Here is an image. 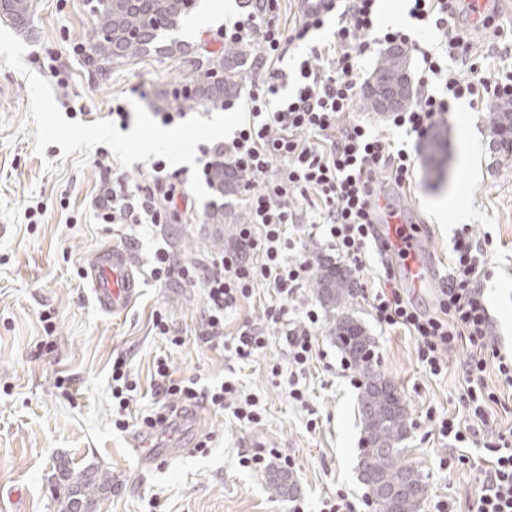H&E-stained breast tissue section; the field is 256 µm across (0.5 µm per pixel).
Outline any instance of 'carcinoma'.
Returning <instances> with one entry per match:
<instances>
[{"label": "carcinoma", "instance_id": "1", "mask_svg": "<svg viewBox=\"0 0 512 512\" xmlns=\"http://www.w3.org/2000/svg\"><path fill=\"white\" fill-rule=\"evenodd\" d=\"M195 0H96L92 10L93 28L89 33L87 62L100 71L126 64L152 53L162 58L178 57L189 73L192 87L188 100L206 108H222L224 101L240 91L241 67L248 61L250 44L241 39L224 44V52L206 58L200 65L189 46L177 41L160 45V38L173 30L193 7ZM6 19L24 32L33 12L31 0H4ZM409 53L401 47H388L367 80L363 95L365 107L375 112H397L411 103L408 79ZM224 70V82L213 80L211 71ZM403 90L400 99L386 106V88ZM498 143L512 151V112H499L494 123ZM249 181L238 172L228 177L224 165L216 164L212 187L230 191ZM314 288L332 312L331 337L362 377L358 412L361 421L359 475L367 487L373 512H419L428 491L420 470L401 460L402 443L408 436V411L394 384L373 368L371 337L362 324L345 311L352 295L353 278L347 268L324 267L317 274ZM65 494L62 512H90L96 500L112 483V475L97 470L91 473L63 474ZM295 483L285 470L268 479V489L276 498H287Z\"/></svg>", "mask_w": 512, "mask_h": 512}]
</instances>
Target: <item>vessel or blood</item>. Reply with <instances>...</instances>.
I'll list each match as a JSON object with an SVG mask.
<instances>
[{
	"label": "vessel or blood",
	"mask_w": 512,
	"mask_h": 512,
	"mask_svg": "<svg viewBox=\"0 0 512 512\" xmlns=\"http://www.w3.org/2000/svg\"><path fill=\"white\" fill-rule=\"evenodd\" d=\"M401 221L388 217L386 223L378 225L377 233L393 245L406 251L405 279L411 287L429 288L440 273L432 255L412 240L399 237ZM92 296L98 308L108 314L125 312L135 299L139 279L133 269L131 257L112 248L101 249L92 259L86 273ZM489 321L498 332L502 349L512 350V290L499 289L488 308Z\"/></svg>",
	"instance_id": "vessel-or-blood-1"
}]
</instances>
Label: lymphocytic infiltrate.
<instances>
[{
	"label": "lymphocytic infiltrate",
	"instance_id": "obj_1",
	"mask_svg": "<svg viewBox=\"0 0 512 512\" xmlns=\"http://www.w3.org/2000/svg\"><path fill=\"white\" fill-rule=\"evenodd\" d=\"M462 0H412L410 18L420 27L436 30L442 53L423 52L425 74L415 102L392 113L394 127L423 142L439 118L451 110L453 101L471 103L492 97L512 102V71L494 77L479 75L468 41L460 32L458 19ZM272 0H255L246 20L224 31L228 41L252 37L259 49L257 64L267 76L262 91L250 93L249 116L231 140L201 147L202 178H209L215 159H222L229 171L265 173L279 165L276 179L245 188L242 205L249 220L239 225L235 249L204 263H182L172 250L157 249L150 276L164 284L176 279L204 291L206 313L195 329L197 342L206 347H223L237 358L247 359L262 352L268 338L264 330L243 324L235 336L225 337L224 325L241 300L250 298L258 285L272 289L274 296L265 309L268 322L280 328V340L288 357L287 367H274L275 375H286L289 397L304 403L306 394L299 376L313 360L325 359L315 340L319 313L315 305L303 302L301 290L323 266V254L296 253L289 228L301 226L308 237L322 236L326 252L337 266L361 268L368 240L380 220L377 209V173H385L396 189L408 186L414 161L405 142L368 131L363 125L341 123L352 111L357 96V71L362 59L374 47L408 45L412 39L401 29L376 30L377 0H309L291 29L268 20ZM336 18L333 43L312 47L298 64L295 78H288L279 64L296 42L322 29ZM331 52L329 67L316 65L323 52ZM468 66L470 78H461L458 65ZM440 94L430 93V86ZM316 195L320 201L310 214L291 208L294 196ZM184 181H173L164 160L151 164L136 185L121 176L105 172L93 205L98 219L106 224L168 223L186 200ZM485 252L469 227L456 229L452 237L451 263L440 286L438 309L420 310L398 285L370 294L369 305L376 321L384 327L400 328L413 337L418 362L429 374L440 375L448 367V355L463 346L468 356L463 365L466 389L462 396L466 418L438 417L434 427L439 435L455 444L472 442L475 427L485 424L495 392L484 382L487 367H495L502 384L512 387V353L497 344L488 322L482 292ZM156 396L159 411L142 416L144 429L169 425L174 413L169 405H182L204 397L211 406L231 410L240 423L261 421L257 402L241 397L235 382L198 393L196 378L173 379L166 359L155 363ZM488 466L470 512H512V428L498 432L488 443Z\"/></svg>",
	"mask_w": 512,
	"mask_h": 512
}]
</instances>
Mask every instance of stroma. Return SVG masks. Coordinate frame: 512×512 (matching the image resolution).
Returning a JSON list of instances; mask_svg holds the SVG:
<instances>
[{"instance_id":"35a3bbf8","label":"stroma","mask_w":512,"mask_h":512,"mask_svg":"<svg viewBox=\"0 0 512 512\" xmlns=\"http://www.w3.org/2000/svg\"><path fill=\"white\" fill-rule=\"evenodd\" d=\"M32 4L27 32L0 18V85L9 88L0 107V512H59L60 472L91 467L112 475L96 512H292L297 504L319 512L323 498L339 491L370 512L361 504L367 488L357 467L359 390L340 366L328 315H321L315 331L328 360L307 366L299 380L306 392L301 405L289 398L285 377L271 374L273 365L287 363L277 328L267 327L268 347L249 360L200 346L194 328L205 310L202 290L149 278L158 245L171 246L183 262L231 250L238 224L247 220L238 192L220 194L205 182H188L190 215L159 227L100 224L93 216L98 149L107 150L111 166L132 185L156 158L166 161L168 171L193 173L215 110L183 105V118L173 124L183 140L146 150L162 128L154 108H174L181 64L146 56L100 72L73 51L88 41L91 0ZM460 22L483 68L512 70V12L496 17L501 35L494 39L471 27L468 17ZM117 100L134 113V141L122 139L109 115ZM497 110L494 101L476 107L457 101L449 119L420 144L409 187H381L443 270L458 226L450 204L467 208L472 234L485 244L488 289L512 269V152L493 134ZM108 246L130 254L140 279L132 305L112 316L96 307L83 275ZM159 308L182 332V346L156 335L153 313ZM350 312L374 341L376 369L407 404L410 429L402 457L418 466L429 485L421 512H434L439 500L467 512L481 477L475 464L487 457L492 430L512 427V389L487 370L484 380L498 398L491 421L465 448L469 464L443 469L439 461L455 444L438 435L428 416L463 415L466 348L451 351L447 370L432 376L418 362L413 339L380 327L360 294L351 296ZM46 313L55 323L50 334L42 322ZM161 356L177 379L196 376L204 387L234 379L257 400L261 422L241 425L229 412L199 401L192 418L143 436L149 447L184 445L187 453L161 465L142 460L129 447L130 432L112 425V362L123 357L130 363L138 394L127 417L135 422L155 407L154 363ZM202 440L203 452L196 448ZM272 448L295 462L294 499L272 497L266 471L239 464L241 455Z\"/></svg>"}]
</instances>
